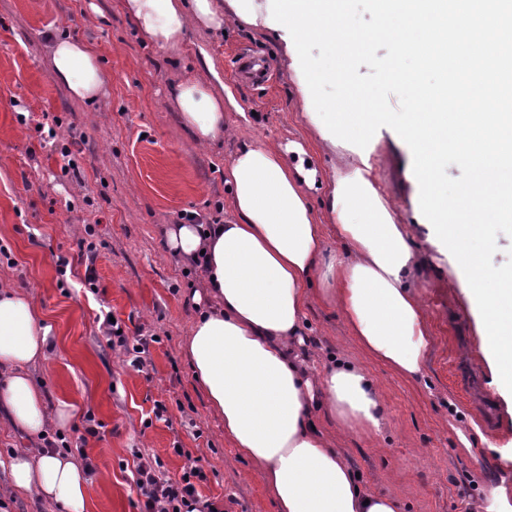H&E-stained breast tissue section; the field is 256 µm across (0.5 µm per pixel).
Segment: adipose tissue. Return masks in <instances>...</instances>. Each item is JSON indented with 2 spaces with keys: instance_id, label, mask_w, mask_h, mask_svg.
<instances>
[{
  "instance_id": "1",
  "label": "adipose tissue",
  "mask_w": 512,
  "mask_h": 512,
  "mask_svg": "<svg viewBox=\"0 0 512 512\" xmlns=\"http://www.w3.org/2000/svg\"><path fill=\"white\" fill-rule=\"evenodd\" d=\"M140 36L179 48L191 27L222 31L228 18L264 27L258 0H120ZM50 73L83 102L101 98L109 74L85 43L52 34ZM229 87L187 79L172 99L195 144L227 128ZM233 217L208 226L170 225L166 255L198 264L201 288L185 349L224 436L251 461L278 512H399L392 497L372 492L334 446L324 419L342 430L380 433L383 398L355 362L309 363L305 313L313 294L335 304L352 336L373 359L407 378L421 375L429 346L427 320L409 285L423 260L408 225L397 223L377 185L375 168L341 160L319 176L304 146L242 144L224 170ZM323 195L329 224L312 205ZM333 228L346 252L326 243ZM55 347L53 327L20 290L0 285V406L13 430L28 437L67 429L75 404L48 406L33 370ZM0 496L20 494L43 512H86L93 479L82 455L29 448L9 456Z\"/></svg>"
}]
</instances>
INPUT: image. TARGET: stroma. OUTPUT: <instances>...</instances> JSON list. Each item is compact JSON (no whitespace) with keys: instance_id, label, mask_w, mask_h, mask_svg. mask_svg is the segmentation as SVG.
<instances>
[{"instance_id":"1","label":"stroma","mask_w":512,"mask_h":512,"mask_svg":"<svg viewBox=\"0 0 512 512\" xmlns=\"http://www.w3.org/2000/svg\"><path fill=\"white\" fill-rule=\"evenodd\" d=\"M63 31L90 46L110 73L105 95L87 104L50 74L46 41ZM243 47L272 62L265 87L239 83L231 57ZM283 42L244 23L224 32L190 29L180 49L144 42L118 0H0V279L26 291L54 326L55 352L39 368L49 405L78 406L64 433L84 453L97 481L90 512H141L134 486L139 457L158 459L163 477L180 480L189 460L205 478L201 499L224 512H276L263 478L224 437V420L208 406L183 349L194 309L188 298L200 272L165 256L163 229L194 215L196 223L231 216L224 168L245 142H301L332 173L344 147L323 144L300 108ZM219 73L238 102L228 130L195 145L172 100L178 81ZM59 118L54 141L35 130ZM377 177L425 246L430 227L417 223L409 147L379 129ZM69 147L78 173L62 171ZM94 227L87 235L86 227ZM92 238L94 261L78 243ZM415 287L431 329L420 379L381 364L359 347L334 306L312 300L306 312L311 359L341 353L373 377L384 398L381 435L347 433L346 463L371 490L394 496L401 512H484L492 492L512 498V401L480 349L474 315L452 257L429 250ZM71 270L59 274L58 260ZM93 284H86V274ZM111 312L127 336L151 343L144 366L109 347L100 316ZM168 408L163 418L155 402ZM99 423L90 436L88 421Z\"/></svg>"}]
</instances>
